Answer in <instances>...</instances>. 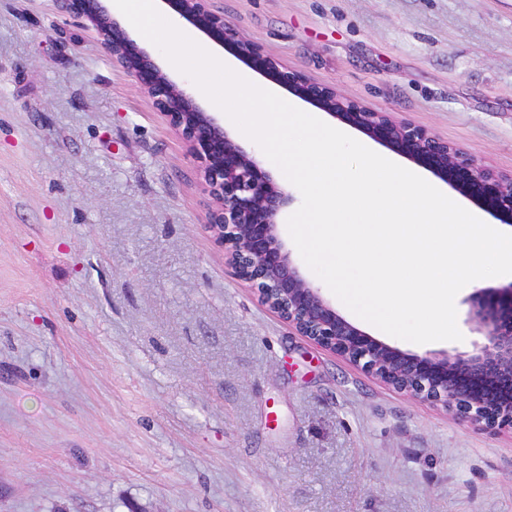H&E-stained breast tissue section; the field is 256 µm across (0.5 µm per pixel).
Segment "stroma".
<instances>
[{"mask_svg": "<svg viewBox=\"0 0 512 512\" xmlns=\"http://www.w3.org/2000/svg\"><path fill=\"white\" fill-rule=\"evenodd\" d=\"M343 97L512 174V0H209ZM192 36L293 106L332 116ZM196 163L59 0H0V512H512V431L297 335ZM468 289L459 341L473 352Z\"/></svg>", "mask_w": 512, "mask_h": 512, "instance_id": "1", "label": "stroma"}]
</instances>
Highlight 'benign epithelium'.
Instances as JSON below:
<instances>
[{
	"label": "benign epithelium",
	"instance_id": "obj_1",
	"mask_svg": "<svg viewBox=\"0 0 512 512\" xmlns=\"http://www.w3.org/2000/svg\"><path fill=\"white\" fill-rule=\"evenodd\" d=\"M69 15L92 28L112 62L128 71L198 164L217 206L208 224L239 278L300 336L330 351L384 385L452 410L482 427L512 429V287L478 288L468 300L466 324L486 343L469 354L419 355L385 343L336 311L302 271L279 234L278 215L289 195L261 161L236 142L213 113L172 81L100 0H61ZM210 41L229 47L255 70L341 123L432 171L460 195L512 224V175L499 174L425 129L373 112L308 80L266 55L224 22L208 0H165Z\"/></svg>",
	"mask_w": 512,
	"mask_h": 512
}]
</instances>
